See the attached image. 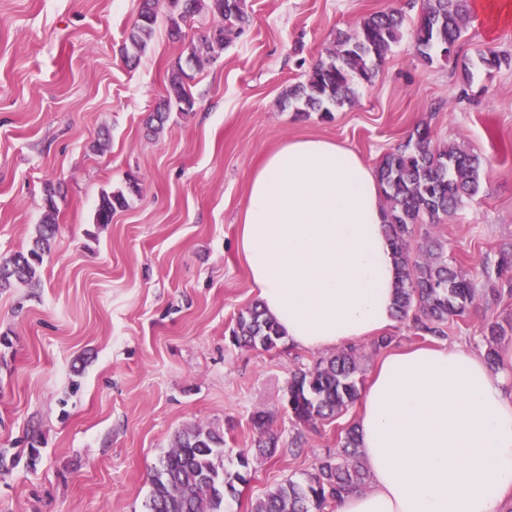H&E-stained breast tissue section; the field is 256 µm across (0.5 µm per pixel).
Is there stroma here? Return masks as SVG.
<instances>
[{"instance_id": "obj_1", "label": "stroma", "mask_w": 512, "mask_h": 512, "mask_svg": "<svg viewBox=\"0 0 512 512\" xmlns=\"http://www.w3.org/2000/svg\"><path fill=\"white\" fill-rule=\"evenodd\" d=\"M250 23L216 61L193 69V112L149 116L199 15L169 35L167 6L145 56L122 53L139 0H0V257L28 247L57 190V234L38 283L0 292V512H146L150 474L189 424L220 430L224 467L251 447V417L273 412L279 449L255 462L226 512L301 478L358 414L350 408L296 429L280 408L288 371L314 352L281 342L243 349L229 339L256 301L238 253L252 172L296 138L339 142L369 164L429 122L438 140L486 162L479 196L435 228L448 260L475 272L512 244V64L486 71L478 55L512 57V23L471 17L457 60L424 62L410 37L394 45L353 104L330 118L283 106L289 85L331 48L337 31L409 0H246ZM110 140L96 144L102 132ZM136 176L141 191L106 225L102 192ZM507 303L480 300L448 340L479 341Z\"/></svg>"}]
</instances>
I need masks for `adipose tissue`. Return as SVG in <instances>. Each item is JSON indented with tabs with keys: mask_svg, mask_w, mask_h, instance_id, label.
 Returning a JSON list of instances; mask_svg holds the SVG:
<instances>
[{
	"mask_svg": "<svg viewBox=\"0 0 512 512\" xmlns=\"http://www.w3.org/2000/svg\"><path fill=\"white\" fill-rule=\"evenodd\" d=\"M385 222L374 168L339 143L292 140L253 171L238 249L289 344L320 351L394 324ZM355 425L371 486L333 512H505L512 350L496 372L457 343L389 353Z\"/></svg>",
	"mask_w": 512,
	"mask_h": 512,
	"instance_id": "ef3b65f1",
	"label": "adipose tissue"
}]
</instances>
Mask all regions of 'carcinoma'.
<instances>
[{"label": "carcinoma", "instance_id": "cac0c4a2", "mask_svg": "<svg viewBox=\"0 0 512 512\" xmlns=\"http://www.w3.org/2000/svg\"><path fill=\"white\" fill-rule=\"evenodd\" d=\"M158 0H140L137 18L125 39V60L137 63L155 33ZM172 37H181L182 25L196 15L211 18L212 25L187 47V62L199 65L217 60L232 37L249 23L246 0H167ZM471 14L470 0H423L411 36L417 54L431 63L456 57ZM405 17L399 9L377 11L364 17L355 29L340 31L325 58L318 59L306 79L284 92L295 110L320 112L330 117L331 108L355 99L356 87L375 76L378 65L397 43ZM191 75L177 66L169 78L166 96L152 119L163 127L172 110L191 112L195 100L186 88ZM483 161L454 144L441 142L428 123L419 125L406 141L380 159L376 177L384 198L387 224L400 279L395 313L424 340L448 337V325L465 322L483 296H512V245L503 246L498 258L472 275L448 263L442 242L432 227L465 207L481 191ZM140 193L138 179L130 178L122 189L102 193L96 213L98 224L112 223V215L129 205ZM57 192L44 190V212L29 247L0 258V289L37 281L45 254L51 251L56 233ZM509 328L497 320L481 324V348L486 363L499 364V348ZM237 346L273 349L283 339L276 321L261 304L239 313L231 331ZM398 343L384 334L362 345H349L335 353L289 370L284 392L286 412L300 427L338 417L359 399L364 384L363 361ZM271 416L257 411L252 416L255 453L243 448L237 454L238 469H224V434L197 424L182 428L169 450L154 467L147 512H224V502L246 485L254 461L272 457L279 437L270 427ZM359 435L354 425L337 435L336 451L316 458L300 480L271 489L251 505L250 512H328L344 495L369 488Z\"/></svg>", "mask_w": 512, "mask_h": 512}]
</instances>
